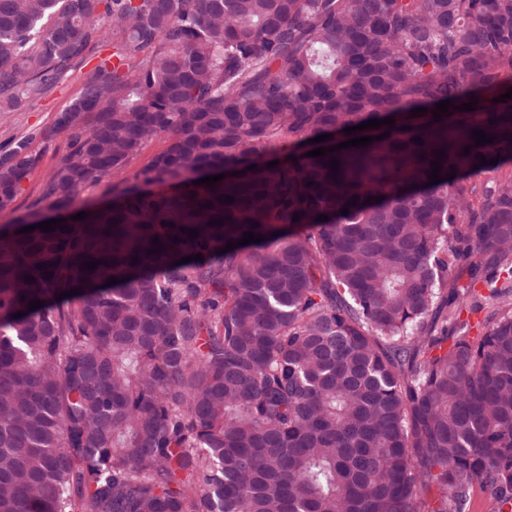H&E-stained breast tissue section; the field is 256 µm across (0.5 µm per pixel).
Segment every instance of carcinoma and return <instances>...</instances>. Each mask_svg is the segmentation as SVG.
Here are the masks:
<instances>
[{
    "mask_svg": "<svg viewBox=\"0 0 512 512\" xmlns=\"http://www.w3.org/2000/svg\"><path fill=\"white\" fill-rule=\"evenodd\" d=\"M96 57L0 152L2 211L70 134L0 226V512H512V0H0L1 114ZM68 136L67 132H61L51 141L44 142L37 138L31 143V151L38 153L41 160L28 180L23 183V190L14 204L17 210L13 213L9 210L0 212V225L15 224L14 219L27 212L30 204L39 197L50 171L65 152Z\"/></svg>",
    "mask_w": 512,
    "mask_h": 512,
    "instance_id": "carcinoma-1",
    "label": "carcinoma"
}]
</instances>
